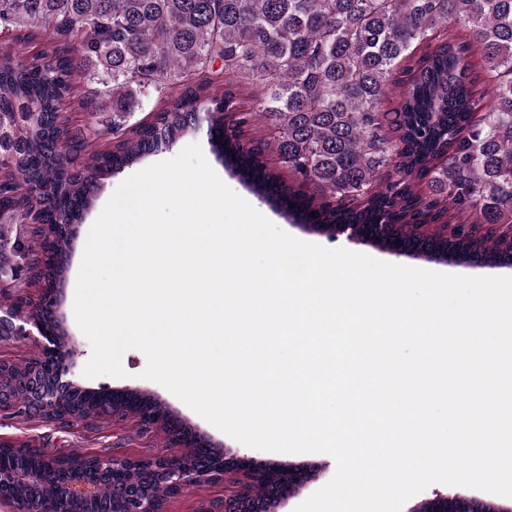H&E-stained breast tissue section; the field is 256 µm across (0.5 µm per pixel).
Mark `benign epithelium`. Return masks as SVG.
I'll return each mask as SVG.
<instances>
[{
	"label": "benign epithelium",
	"mask_w": 512,
	"mask_h": 512,
	"mask_svg": "<svg viewBox=\"0 0 512 512\" xmlns=\"http://www.w3.org/2000/svg\"><path fill=\"white\" fill-rule=\"evenodd\" d=\"M453 224H418L409 235H403L389 225L361 227L356 224H320L319 233L330 239L346 236L352 240L367 239L381 244L391 253H399L404 241L411 239L430 246L433 240L452 234ZM58 298L51 297L50 303L43 307V319L33 320L30 325L43 339L41 357L51 362L48 375L30 374L14 382L17 389L26 396V412L52 416L58 411L59 395L81 389L74 380L73 351L58 343V337L65 335L62 318L58 315ZM99 400L119 414L121 409L112 405L114 401H124L139 396L132 390H113L96 392ZM138 421L147 426L151 433L161 427L171 428L175 415L172 410L160 415L147 417L137 415ZM177 446L186 452L176 458L154 456L145 461H133L129 458H117L109 455H96L81 460L73 466L75 483L67 485L60 498L53 502L41 499L16 501L9 494H1L0 499L11 502L18 512H64L58 503L67 504L69 512H75L86 502L99 499L105 488L106 479L112 478V500L119 504L114 512H164L159 499L149 491H143L126 476L133 470L143 469L149 472L155 482L170 490L172 494L189 489L195 485L212 483L224 479V496L206 501L200 512H270L272 498H283L287 494H296L307 482L315 477L308 471L292 466L263 467L253 466L249 462L218 454L217 464H193L191 458L200 447L198 439L185 438L172 434ZM40 481L37 471L0 470V489L6 486H35ZM411 512H505L502 507L487 505L478 500L460 501L427 499L418 503Z\"/></svg>",
	"instance_id": "benign-epithelium-1"
}]
</instances>
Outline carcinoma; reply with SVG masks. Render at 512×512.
Returning <instances> with one entry per match:
<instances>
[{"label":"carcinoma","instance_id":"1","mask_svg":"<svg viewBox=\"0 0 512 512\" xmlns=\"http://www.w3.org/2000/svg\"><path fill=\"white\" fill-rule=\"evenodd\" d=\"M37 27L36 54L0 59V276L27 262L22 292L63 284L66 267L21 235L6 245V225L33 207L80 223L99 176L174 144L201 112L224 167L292 224L512 225V0H0L8 40ZM148 95L158 112L132 121ZM93 96L112 97V118ZM474 251L512 264V240L432 245ZM59 409L100 416L80 391ZM0 468L42 472L49 497L70 478L25 443L0 447Z\"/></svg>","mask_w":512,"mask_h":512}]
</instances>
